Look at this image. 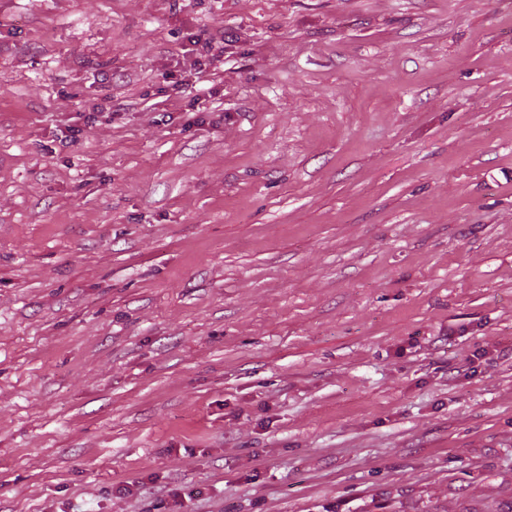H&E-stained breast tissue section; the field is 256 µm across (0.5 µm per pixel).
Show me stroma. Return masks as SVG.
Returning a JSON list of instances; mask_svg holds the SVG:
<instances>
[{
  "label": "stroma",
  "instance_id": "1",
  "mask_svg": "<svg viewBox=\"0 0 512 512\" xmlns=\"http://www.w3.org/2000/svg\"><path fill=\"white\" fill-rule=\"evenodd\" d=\"M180 493L512 503V0H0V512ZM204 56L207 57V62H203L200 58H196L192 64L194 70L197 71L195 74H199L203 71V67L211 65L216 53L224 51V30L223 28H217L215 32H212L208 39H206L205 45L202 47Z\"/></svg>",
  "mask_w": 512,
  "mask_h": 512
}]
</instances>
